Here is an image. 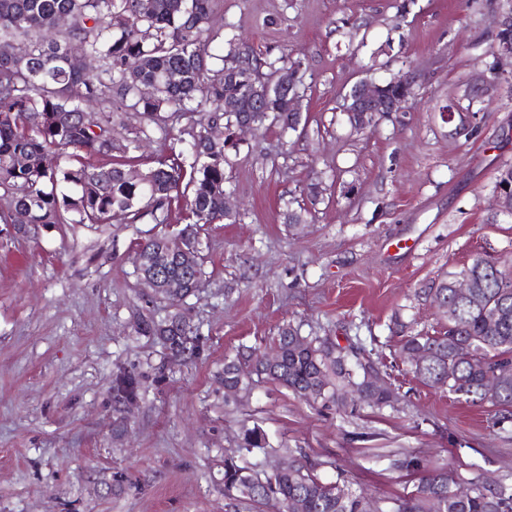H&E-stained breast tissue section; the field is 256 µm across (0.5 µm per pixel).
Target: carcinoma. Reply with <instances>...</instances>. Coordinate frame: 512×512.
<instances>
[{
    "mask_svg": "<svg viewBox=\"0 0 512 512\" xmlns=\"http://www.w3.org/2000/svg\"><path fill=\"white\" fill-rule=\"evenodd\" d=\"M221 2L152 0L145 13L141 0H0L1 224L17 223L20 214L28 224H110L116 217L135 223L177 200L186 224L175 236L199 247L201 225L235 219L224 211L227 149L208 136L209 123L230 122L224 99L249 98L260 66L273 73L286 65L279 57L234 67L240 52L232 37L221 67L213 69L209 46L218 34ZM63 15L69 19L65 28L58 26ZM88 57L101 62L98 72L86 69ZM172 71L182 75L174 85L167 82ZM147 87L152 94L141 93ZM168 106L203 113L190 154L181 150L138 168L134 137L124 157L112 159V112L132 109L162 128ZM300 122L301 113L289 111L288 101L274 99L258 124L293 130ZM168 238L156 235L139 244L137 272L155 296L174 302L200 288L203 271L182 267L168 251ZM460 278L471 282V297L457 296L453 285ZM169 280L182 287L166 289ZM427 296L444 319L439 330L408 334L398 319L391 328L414 377L467 402L499 408L503 420L512 418V265L478 258L433 282ZM137 332L160 337L179 356L192 357L200 348L198 329L179 313L141 319ZM274 350L270 357L242 346L225 359V393L244 399L256 383L268 381L338 410L355 400L380 411L396 398L392 385L373 379L372 365L352 345L304 336L289 322L279 327ZM112 393L120 403H133L141 382L119 371ZM255 452H273L257 424L243 427L239 448L224 456V496L256 508L273 498L284 512H512V485L491 488L476 478L461 496L448 466L431 468L417 457L394 461L420 474L413 489L374 500L341 473L334 482L322 481L307 460L287 470H259L247 461Z\"/></svg>",
    "mask_w": 512,
    "mask_h": 512,
    "instance_id": "cac0c4a2",
    "label": "carcinoma"
}]
</instances>
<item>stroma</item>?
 Wrapping results in <instances>:
<instances>
[{
  "mask_svg": "<svg viewBox=\"0 0 512 512\" xmlns=\"http://www.w3.org/2000/svg\"><path fill=\"white\" fill-rule=\"evenodd\" d=\"M510 13L512 0H224L214 53L235 35L249 57L301 61V123L241 132L224 184L236 220L202 227V286L180 302L135 273L137 243L175 231L179 205L161 225L0 224V512H254L224 496V454L245 423L301 449L321 479L348 470L376 498L417 482L390 468L399 453L512 485V420L421 384L391 334L397 319L439 329L422 290L442 274L480 256L512 261V214L495 200L512 165V60L497 55ZM397 73L414 82L411 107L352 128L344 95ZM201 119L176 109L161 129L115 113L112 153L144 130L138 154L154 162ZM176 312L200 333L189 360L134 331ZM290 321L363 347L394 405L344 414L271 383L225 404V355L269 349ZM120 367L142 383L134 404L112 396Z\"/></svg>",
  "mask_w": 512,
  "mask_h": 512,
  "instance_id": "obj_1",
  "label": "stroma"
}]
</instances>
